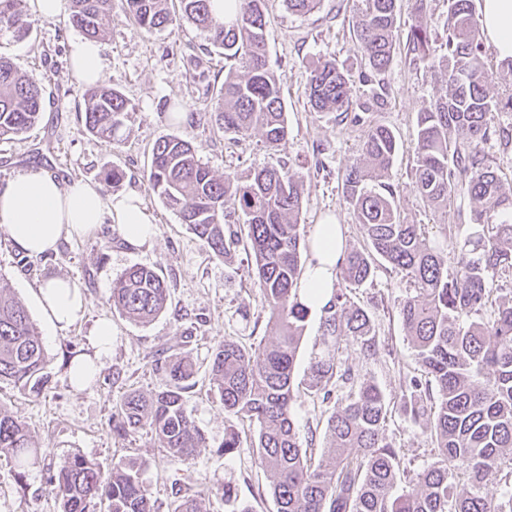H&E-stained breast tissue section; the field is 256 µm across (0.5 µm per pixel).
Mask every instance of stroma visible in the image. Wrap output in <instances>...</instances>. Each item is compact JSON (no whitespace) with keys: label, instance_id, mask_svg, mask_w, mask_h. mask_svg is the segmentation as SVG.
I'll list each match as a JSON object with an SVG mask.
<instances>
[{"label":"stroma","instance_id":"35a3bbf8","mask_svg":"<svg viewBox=\"0 0 512 512\" xmlns=\"http://www.w3.org/2000/svg\"><path fill=\"white\" fill-rule=\"evenodd\" d=\"M359 6V0H322L314 13L295 15L282 0H267V47L279 78L289 129L287 140L275 149L267 147L257 131L242 138L205 120L181 123L172 119L177 103L188 113L204 111L228 69L241 75L246 72L241 62L207 53L204 34L189 22L148 32L131 15L115 10L101 41L106 73L103 85L119 90L136 107L115 140L94 136L81 124L83 86L67 61L69 43L78 33L69 27L67 16L53 21L34 19L31 33L21 41L0 38L1 55L21 71L44 79L41 120L21 135L0 139V181L18 170L40 166L65 179L97 182L103 170L117 166L125 177L105 187V194L137 192L157 224L153 240L138 248L128 247L112 225L102 224L88 236L64 240L57 252L38 258L20 253L0 229V274L27 307L49 360V383L41 396L0 383V403L26 421L40 449L38 463L22 474L6 458H0V512H60L49 481L57 467L75 454L106 471L113 462L136 459L157 512H170L175 491L192 494L222 484L232 486L236 497L229 502L210 500L208 512H239L244 505L250 512H276L268 492L269 480L248 442L252 428L225 415L219 397L208 391L207 358L218 341L232 337L250 347L269 342L274 335L250 263L240 246L233 247L231 260L215 257L149 191L143 174L150 166L153 143L164 134L190 141L198 157L218 176L227 171L245 175L266 166L286 168L303 185L300 222L305 230L332 216L342 224L346 244L357 246L362 237L342 196L343 176L359 154L368 125L383 124L393 130L399 144L388 181L396 191L401 220L427 225L433 236L440 225L455 226L448 250L460 251L471 231L467 200L461 198L448 209L433 210L412 183L417 114L433 107L446 91L442 69L418 71L405 59L402 45L414 22V0L398 2V47L381 76L383 105L356 121L317 111L309 103L308 68L321 58L335 59L347 74L352 104L365 100V63L353 33ZM484 51L492 75L490 92L500 102L493 125L512 132V107L507 104L512 97V74L501 70L492 46H485ZM135 264L158 266L171 293L167 310L146 325L128 321L113 310L110 301L113 280ZM60 276L77 283L87 304L80 320L54 332L35 292L48 279ZM409 288L403 274L380 267L372 280L353 289L352 301L372 320L377 351L367 356L357 344L346 342L342 352L355 379L370 380L387 396L386 437L399 449L402 461L417 471L435 461L436 450L424 423L413 422L400 409L409 380L422 375L397 312ZM101 319L112 323V350L103 358L94 380L80 389L69 380V365L91 353V332ZM320 323V313L309 314L296 360L298 388L293 402L299 440L311 445L318 457L328 451L326 421L349 392L348 387L340 386L325 399L307 386L319 351ZM162 349L190 357L197 365V384L188 390L186 404L206 445L188 464L166 456L145 432L125 439L112 433V414L126 392L148 394L164 388L166 375L150 365L151 355ZM233 427L240 431L243 442L236 452L227 454L221 446Z\"/></svg>","mask_w":512,"mask_h":512}]
</instances>
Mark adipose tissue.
<instances>
[{"mask_svg": "<svg viewBox=\"0 0 512 512\" xmlns=\"http://www.w3.org/2000/svg\"><path fill=\"white\" fill-rule=\"evenodd\" d=\"M480 19L497 58L512 60V0H482ZM69 63L82 84L94 85L104 79L98 41L79 38L71 42ZM102 224L114 225L132 246L143 245L156 234L155 218L136 193L108 196L95 182L62 179L35 166L0 181V227L26 255L57 250L61 240L85 236ZM344 245L342 227L336 219L315 225L300 292L309 308L328 306ZM37 296L52 329H65L84 312L82 291L69 278L49 280L39 287ZM92 347L93 356L79 361L70 372L76 387H84L94 377L102 358L112 349V325L108 320L95 326Z\"/></svg>", "mask_w": 512, "mask_h": 512, "instance_id": "ef3b65f1", "label": "adipose tissue"}]
</instances>
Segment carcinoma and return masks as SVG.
I'll return each instance as SVG.
<instances>
[{"mask_svg":"<svg viewBox=\"0 0 512 512\" xmlns=\"http://www.w3.org/2000/svg\"><path fill=\"white\" fill-rule=\"evenodd\" d=\"M24 0H0V34L26 38L32 27ZM183 17L203 32L209 47L224 58L241 59L247 72L228 70L211 109L203 116L226 133L262 132L269 147L288 138V120L266 44V0H239L234 21L215 18L208 0H180ZM288 11L307 14L320 0H283ZM69 21L88 39L101 40L119 7L149 32L176 21L167 0H67ZM427 0H415L416 20L405 56L427 67L433 32L426 20ZM396 0H361L354 37L365 59L369 86L359 109L384 104L378 79L395 50ZM440 47L448 71L446 94L418 113L413 184L430 206L446 209L459 196L471 204L464 249L448 250L427 235L422 224H407L397 213L395 191L385 182L398 143L383 125L368 126L362 154L343 181V197L357 216L363 246L344 251L336 268L337 288L323 309L322 349L311 367V387L330 396L341 380L350 392L327 421L325 438L331 461L313 464L299 442L292 414L294 366L308 309L299 298L303 252L310 250L299 222L302 185L282 168L264 167L246 176L215 175L193 145L173 134L152 147L146 174L150 190L177 213L218 258L239 243L224 234V220L237 217L247 228V256L255 284L271 312L275 341L248 348L226 338L211 350L210 390L224 413L256 429L252 447L270 479L276 512H512V297L493 298L488 274L512 269V184H505L481 145L494 133L480 25L472 0H448ZM312 107L346 114L351 107L348 77L334 59H321L307 77ZM84 128L113 138L124 127L131 102L119 91L88 86L83 92ZM42 78L19 71L0 56V138L18 136L39 121ZM405 273L413 294L398 305L403 329L413 344L424 380L410 381L401 408L424 420L437 451L429 467L400 469L399 450L387 441L390 401L371 381L355 382L339 350L351 340L361 351H376L368 313L349 303L343 288L372 279L378 265ZM169 288L157 268L133 265L112 283V306L127 319L146 324L167 308ZM48 359L31 317L0 273V380L38 395L49 382ZM151 366L169 376L165 388L150 396L124 395L112 415L119 437L143 430L156 447L188 463L205 438L187 409L184 393L195 387V366L187 357L152 355ZM19 470L38 463L39 451L25 421L0 404V456ZM408 490L398 494V478ZM501 487L499 494L489 485ZM61 512H155L139 468L131 459L108 473L74 455L50 481ZM209 491L177 496L171 512H207Z\"/></svg>","mask_w":512,"mask_h":512,"instance_id":"1","label":"carcinoma"}]
</instances>
